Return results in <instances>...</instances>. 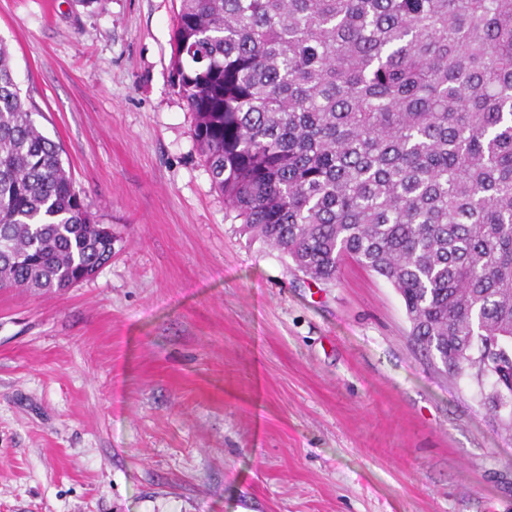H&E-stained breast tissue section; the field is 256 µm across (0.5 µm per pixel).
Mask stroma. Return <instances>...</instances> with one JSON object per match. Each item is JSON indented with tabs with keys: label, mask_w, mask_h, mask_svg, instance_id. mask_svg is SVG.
<instances>
[{
	"label": "stroma",
	"mask_w": 512,
	"mask_h": 512,
	"mask_svg": "<svg viewBox=\"0 0 512 512\" xmlns=\"http://www.w3.org/2000/svg\"><path fill=\"white\" fill-rule=\"evenodd\" d=\"M179 0H0L112 260L0 290V512H512V436L402 299L251 240L172 82Z\"/></svg>",
	"instance_id": "obj_1"
}]
</instances>
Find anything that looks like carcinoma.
I'll return each mask as SVG.
<instances>
[{
    "label": "carcinoma",
    "instance_id": "1",
    "mask_svg": "<svg viewBox=\"0 0 512 512\" xmlns=\"http://www.w3.org/2000/svg\"><path fill=\"white\" fill-rule=\"evenodd\" d=\"M172 79L240 232L332 282L351 260L512 435V0H180ZM0 40V288L111 254Z\"/></svg>",
    "mask_w": 512,
    "mask_h": 512
}]
</instances>
